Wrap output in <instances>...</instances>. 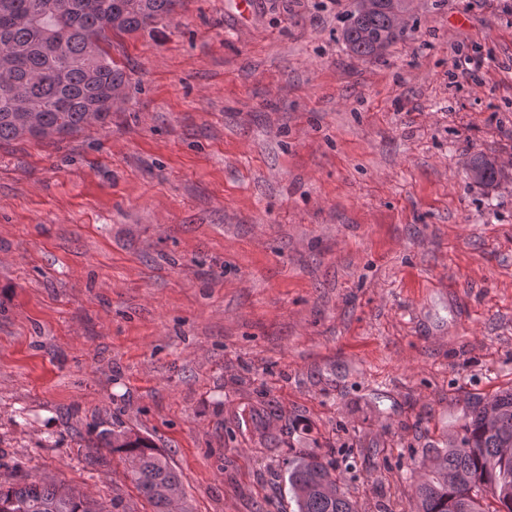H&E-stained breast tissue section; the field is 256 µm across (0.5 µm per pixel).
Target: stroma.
Returning <instances> with one entry per match:
<instances>
[{
	"label": "stroma",
	"instance_id": "35a3bbf8",
	"mask_svg": "<svg viewBox=\"0 0 512 512\" xmlns=\"http://www.w3.org/2000/svg\"><path fill=\"white\" fill-rule=\"evenodd\" d=\"M253 2L111 34L105 124L0 143V482L153 512L89 446L130 429L182 512H293L300 448L416 512L415 465L512 388V0H412L372 61L355 0ZM402 32L403 27L394 25L385 6L368 14H361L356 8L346 19L342 38L354 55L373 60L381 57Z\"/></svg>",
	"mask_w": 512,
	"mask_h": 512
}]
</instances>
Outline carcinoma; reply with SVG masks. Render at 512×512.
<instances>
[{
    "label": "carcinoma",
    "mask_w": 512,
    "mask_h": 512,
    "mask_svg": "<svg viewBox=\"0 0 512 512\" xmlns=\"http://www.w3.org/2000/svg\"><path fill=\"white\" fill-rule=\"evenodd\" d=\"M178 0H0V53L11 57L0 70V142L23 140L13 113L25 95L59 136L103 124L112 113V91L125 87L124 72L102 47L112 31L147 30L168 18ZM403 32L386 7L346 19L342 38L356 56L373 60ZM100 44L95 57L87 46ZM477 182L491 185L502 170L478 154ZM496 420L478 404L448 447L423 464L414 491L418 512H512V389L492 397ZM98 442L136 462L134 475L154 512H172L171 493L181 490L177 474L149 439L132 431L103 430ZM331 464L303 449L288 461V484L296 512H359L341 489ZM0 512H101L83 495L46 482L0 483Z\"/></svg>",
    "instance_id": "carcinoma-1"
}]
</instances>
